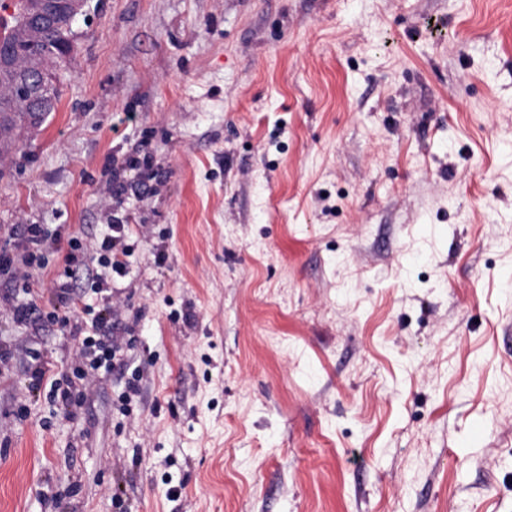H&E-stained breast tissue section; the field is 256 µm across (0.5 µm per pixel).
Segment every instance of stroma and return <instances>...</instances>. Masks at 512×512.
<instances>
[{
  "label": "stroma",
  "mask_w": 512,
  "mask_h": 512,
  "mask_svg": "<svg viewBox=\"0 0 512 512\" xmlns=\"http://www.w3.org/2000/svg\"><path fill=\"white\" fill-rule=\"evenodd\" d=\"M74 30L0 148V250L63 242L33 294L0 271V512H512V0H88ZM115 220L125 276L47 320ZM115 307L122 367L61 409L31 365L72 375Z\"/></svg>",
  "instance_id": "obj_1"
}]
</instances>
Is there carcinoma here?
<instances>
[{"mask_svg": "<svg viewBox=\"0 0 512 512\" xmlns=\"http://www.w3.org/2000/svg\"><path fill=\"white\" fill-rule=\"evenodd\" d=\"M31 0H15L13 13L7 17L0 16V59L9 58L17 63L31 51V47L20 43L21 25L38 24L40 42L37 49L49 54L73 49L75 31L74 18L70 15L66 0H47L43 11L36 14L30 8ZM0 140L9 145L15 141L19 126L37 119H42L54 106L36 113V105L21 98L10 90V76L0 74Z\"/></svg>", "mask_w": 512, "mask_h": 512, "instance_id": "cac0c4a2", "label": "carcinoma"}]
</instances>
